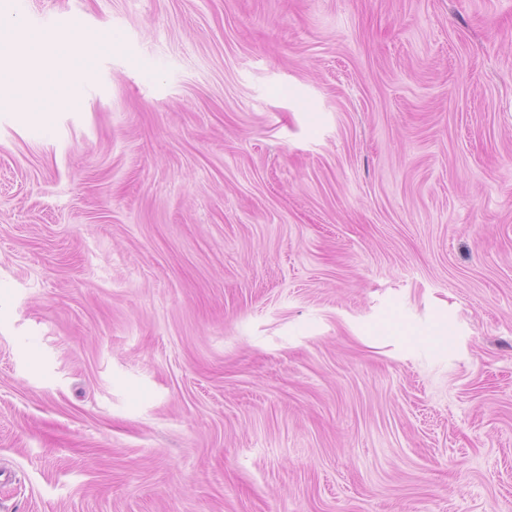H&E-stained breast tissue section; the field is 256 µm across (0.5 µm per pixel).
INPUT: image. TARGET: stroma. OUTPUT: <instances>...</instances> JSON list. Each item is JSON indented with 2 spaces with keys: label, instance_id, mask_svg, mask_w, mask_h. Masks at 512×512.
I'll return each mask as SVG.
<instances>
[{
  "label": "stroma",
  "instance_id": "35a3bbf8",
  "mask_svg": "<svg viewBox=\"0 0 512 512\" xmlns=\"http://www.w3.org/2000/svg\"><path fill=\"white\" fill-rule=\"evenodd\" d=\"M1 40L0 512H512V0Z\"/></svg>",
  "mask_w": 512,
  "mask_h": 512
}]
</instances>
